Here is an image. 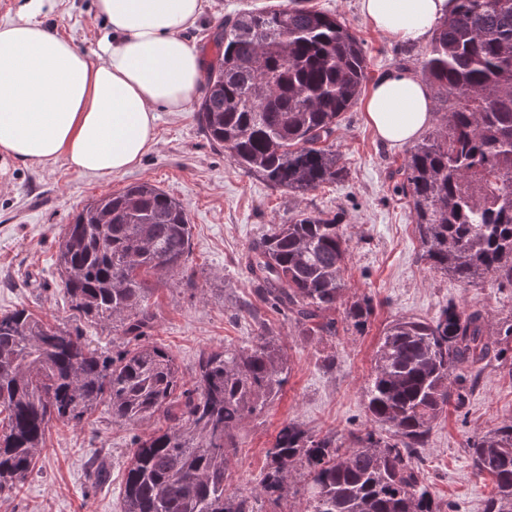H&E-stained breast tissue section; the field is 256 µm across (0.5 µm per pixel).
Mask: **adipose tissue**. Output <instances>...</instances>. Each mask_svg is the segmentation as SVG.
<instances>
[{
	"instance_id": "adipose-tissue-1",
	"label": "adipose tissue",
	"mask_w": 512,
	"mask_h": 512,
	"mask_svg": "<svg viewBox=\"0 0 512 512\" xmlns=\"http://www.w3.org/2000/svg\"><path fill=\"white\" fill-rule=\"evenodd\" d=\"M57 0H22L0 21V154L25 166L64 161L93 178L130 170L157 143L158 115L188 111L203 60L184 33L202 0H94L106 31L96 54L52 31ZM366 20L407 43L425 41L454 0H360ZM380 140H414L433 120L422 79L393 71L366 102Z\"/></svg>"
}]
</instances>
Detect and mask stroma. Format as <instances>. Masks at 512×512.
Masks as SVG:
<instances>
[{"label": "stroma", "instance_id": "obj_1", "mask_svg": "<svg viewBox=\"0 0 512 512\" xmlns=\"http://www.w3.org/2000/svg\"><path fill=\"white\" fill-rule=\"evenodd\" d=\"M275 2L205 0L188 36L197 48L211 46L225 17ZM310 4L340 15L363 39L369 82L392 71L418 72L417 57L426 44H403L375 30L361 14L359 0ZM46 23L87 53L103 32L93 0H59ZM157 139L136 167L106 179L80 176L60 161L25 167L0 159V313L24 308L79 330L100 352L122 349L125 338L118 328L90 322L72 309L56 268L57 241L65 225L102 193L149 182L179 200L192 224V252L183 271L151 278L155 324L149 343L171 352L189 379L202 351L248 345L267 325L280 336L291 367L274 401L236 431L237 452L229 461L235 490L248 494L257 487L266 450L284 423L313 434L331 431L341 441L350 430L368 426L364 388L380 337L393 319H431L451 303L477 306L493 334L512 316V288L488 282L464 288L422 259L409 199L399 188L397 170L407 148L379 140L364 101L342 115L333 137L349 172L346 181L304 195L273 188L236 165L207 140L196 111L160 113ZM304 213L335 215L343 224L349 240L344 298L369 295L375 305L364 332L343 331L333 339L304 336L287 316L256 297L244 262L248 247L269 225ZM328 355L335 358L329 366ZM508 423L512 374L493 360L484 363L467 407L448 410L421 453L424 477L449 512H484L493 484L474 475L466 448L470 437ZM157 427L152 419L112 423L103 406L82 422L54 424L33 474L0 496V512H123L133 438Z\"/></svg>", "mask_w": 512, "mask_h": 512}]
</instances>
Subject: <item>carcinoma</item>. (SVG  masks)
<instances>
[{"mask_svg":"<svg viewBox=\"0 0 512 512\" xmlns=\"http://www.w3.org/2000/svg\"><path fill=\"white\" fill-rule=\"evenodd\" d=\"M213 46L198 110L211 143L274 188L306 194L344 180L330 139L368 78L347 22L292 0L225 19ZM420 66L441 103L401 173L421 257L464 288L512 287V0H456ZM191 238L180 202L149 183L100 196L66 225L57 270L72 307L119 323L131 347L111 357L24 308L0 315V493L32 473L53 423H79L103 404L114 423L161 422L134 441L124 512H262L259 499L279 504L296 470L306 512H443L418 449L448 407L467 406L483 362L512 374V319L495 338L482 310L455 304L431 320L391 321L364 388L371 428L349 432L345 447L288 422L259 491L230 494L234 432L274 400L290 366L263 332L201 353L187 382L170 352L145 341L148 277L183 270ZM348 251L337 217L304 213L254 240L246 266L264 302L305 335L335 338L336 312L360 333L374 312L367 295L343 300ZM468 451L475 474L494 480L485 512H512V424L470 439Z\"/></svg>","mask_w":512,"mask_h":512,"instance_id":"cac0c4a2","label":"carcinoma"}]
</instances>
